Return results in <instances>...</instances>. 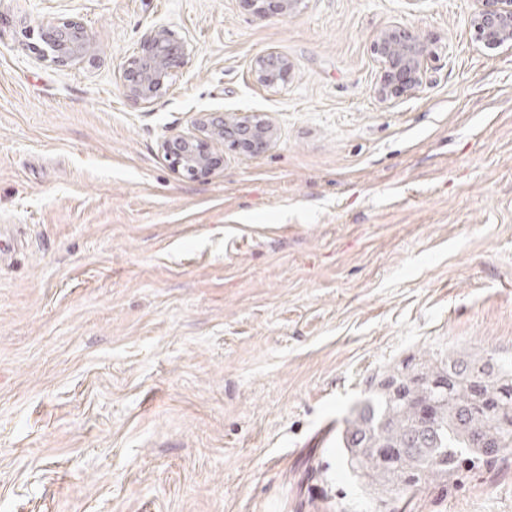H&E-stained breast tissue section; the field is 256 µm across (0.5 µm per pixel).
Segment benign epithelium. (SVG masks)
Here are the masks:
<instances>
[{"instance_id": "benign-epithelium-1", "label": "benign epithelium", "mask_w": 512, "mask_h": 512, "mask_svg": "<svg viewBox=\"0 0 512 512\" xmlns=\"http://www.w3.org/2000/svg\"><path fill=\"white\" fill-rule=\"evenodd\" d=\"M259 18H286L299 0H240ZM477 4L470 23L477 37L487 45L512 40V0H473ZM44 41L51 48V62L68 66L84 61L96 51L87 39V29L74 19L57 21L44 30ZM187 43L172 26L159 24L144 34L135 55L123 66L121 89L136 101L152 103L169 90V79L187 55ZM372 53L381 68L378 95L388 99L405 87L419 84L427 65L426 49L405 29L394 25L372 43ZM292 65L275 51L255 57L252 75L261 86L288 82ZM275 123L258 112H222L203 114L195 132L173 134L163 139L161 148L179 175L189 179L210 176L218 161L214 149L219 143L250 157L268 152L275 144Z\"/></svg>"}]
</instances>
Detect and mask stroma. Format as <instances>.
<instances>
[{"label": "stroma", "mask_w": 512, "mask_h": 512, "mask_svg": "<svg viewBox=\"0 0 512 512\" xmlns=\"http://www.w3.org/2000/svg\"><path fill=\"white\" fill-rule=\"evenodd\" d=\"M473 0H0V512H374L336 446L371 377L512 355V46ZM75 19L95 56H44ZM189 54L161 99L119 85L149 27ZM427 48L374 92L373 40ZM275 50L288 83H255ZM274 147L205 180L160 150L203 112ZM406 512H512V463ZM244 7L259 18H285L292 14L298 0H240ZM372 53L381 68L378 95L393 97L404 87L419 84L427 65L426 49L405 29L394 25L372 43Z\"/></svg>", "instance_id": "35a3bbf8"}]
</instances>
